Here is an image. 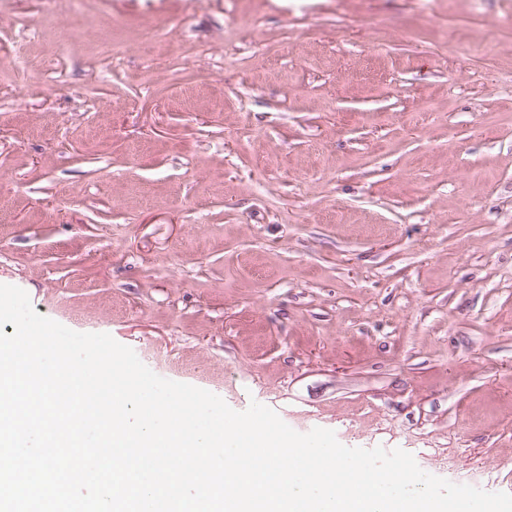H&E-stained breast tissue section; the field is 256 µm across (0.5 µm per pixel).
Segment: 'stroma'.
<instances>
[{
  "mask_svg": "<svg viewBox=\"0 0 512 512\" xmlns=\"http://www.w3.org/2000/svg\"><path fill=\"white\" fill-rule=\"evenodd\" d=\"M508 14L0 0V284L234 410L512 493Z\"/></svg>",
  "mask_w": 512,
  "mask_h": 512,
  "instance_id": "obj_1",
  "label": "stroma"
}]
</instances>
